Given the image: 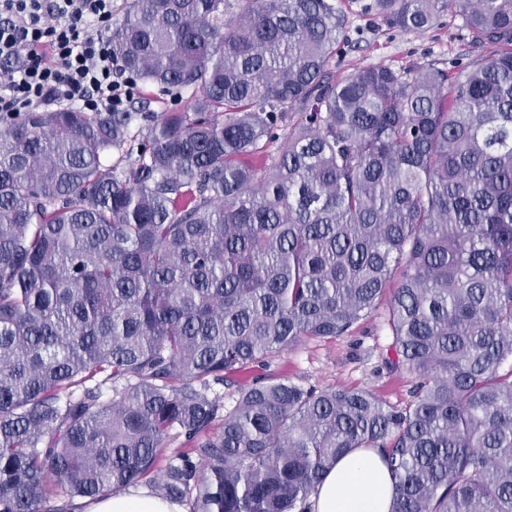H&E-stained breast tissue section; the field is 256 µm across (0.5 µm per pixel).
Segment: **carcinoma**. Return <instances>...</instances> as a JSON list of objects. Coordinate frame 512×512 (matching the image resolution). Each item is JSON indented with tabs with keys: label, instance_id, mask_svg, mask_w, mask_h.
Segmentation results:
<instances>
[{
	"label": "carcinoma",
	"instance_id": "carcinoma-1",
	"mask_svg": "<svg viewBox=\"0 0 512 512\" xmlns=\"http://www.w3.org/2000/svg\"><path fill=\"white\" fill-rule=\"evenodd\" d=\"M377 6L413 31L451 7L480 53L336 80L332 0H130L118 65L189 111L138 151L130 112L0 113V512L143 482L311 512L355 448L391 512H512V0ZM383 300L404 406L264 375L224 409L214 386Z\"/></svg>",
	"mask_w": 512,
	"mask_h": 512
}]
</instances>
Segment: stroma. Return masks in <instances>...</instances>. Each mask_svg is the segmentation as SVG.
<instances>
[{
    "label": "stroma",
    "mask_w": 512,
    "mask_h": 512,
    "mask_svg": "<svg viewBox=\"0 0 512 512\" xmlns=\"http://www.w3.org/2000/svg\"><path fill=\"white\" fill-rule=\"evenodd\" d=\"M344 19L336 53L329 62L335 78L373 65L394 68L421 61L448 72L467 63L474 46L458 13L444 12L433 29L416 32L390 27L378 16L375 0H335ZM392 342L383 311H376L347 336L305 338L274 359L269 373L305 388H362L392 405L409 397L413 374L387 364Z\"/></svg>",
    "instance_id": "1"
}]
</instances>
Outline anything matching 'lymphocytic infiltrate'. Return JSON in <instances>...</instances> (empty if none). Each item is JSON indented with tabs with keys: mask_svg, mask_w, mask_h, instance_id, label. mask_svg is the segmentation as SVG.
Returning <instances> with one entry per match:
<instances>
[{
	"mask_svg": "<svg viewBox=\"0 0 512 512\" xmlns=\"http://www.w3.org/2000/svg\"><path fill=\"white\" fill-rule=\"evenodd\" d=\"M113 14V0H0V113L109 112L130 98L112 58Z\"/></svg>",
	"mask_w": 512,
	"mask_h": 512,
	"instance_id": "obj_1",
	"label": "lymphocytic infiltrate"
}]
</instances>
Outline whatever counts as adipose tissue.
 <instances>
[{
    "mask_svg": "<svg viewBox=\"0 0 512 512\" xmlns=\"http://www.w3.org/2000/svg\"><path fill=\"white\" fill-rule=\"evenodd\" d=\"M393 480L377 450L358 448L341 458L315 487L312 512H390ZM82 512H186L139 486L119 494H108L85 504Z\"/></svg>",
    "mask_w": 512,
    "mask_h": 512,
    "instance_id": "ef3b65f1",
    "label": "adipose tissue"
}]
</instances>
